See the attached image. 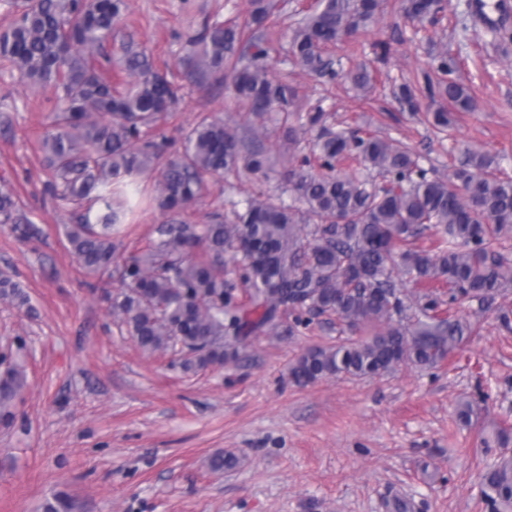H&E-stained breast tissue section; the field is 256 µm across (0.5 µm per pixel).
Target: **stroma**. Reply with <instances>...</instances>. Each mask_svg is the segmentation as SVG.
I'll return each instance as SVG.
<instances>
[{
	"mask_svg": "<svg viewBox=\"0 0 512 512\" xmlns=\"http://www.w3.org/2000/svg\"><path fill=\"white\" fill-rule=\"evenodd\" d=\"M457 13L414 38L411 24L388 4L378 21L356 33L359 55L375 62L368 89L350 80L333 86L296 71L291 81L321 102L322 127L298 133L308 151L322 132L363 130L408 144L424 167L448 171L472 150L512 174V0L499 35L468 0ZM129 22L117 39L146 49L158 69L181 85L183 98L163 125L173 148L199 113L223 117L240 136L259 137L275 161L268 179L246 172L209 184L185 220L206 224L214 211L231 214L249 197L289 199L283 123L258 127L218 74L186 76L183 43L205 21L245 16L250 0H128ZM388 43V62L375 61ZM458 47L459 79L476 108L453 113L448 134L436 133L427 112H408L395 80L414 77L430 50ZM55 95L0 65V186L13 190L38 237L23 240L0 224V274L29 297L19 307L0 300V352L25 371L8 420L0 419V512H42L64 491L72 512H490L483 496L486 467L502 455L501 428L512 429V291L485 307L460 312L479 321V335L436 368L400 366L376 377H326L296 385L289 371L315 346L341 340L325 317L278 333L251 337L238 362L185 373L169 357L142 351L102 298L109 277L83 271L64 227L75 209L53 198L40 140ZM159 172L115 242L142 250L155 225L168 222L156 201ZM474 403L470 423L461 401ZM237 456L236 469L216 473L209 459Z\"/></svg>",
	"mask_w": 512,
	"mask_h": 512,
	"instance_id": "obj_1",
	"label": "stroma"
}]
</instances>
